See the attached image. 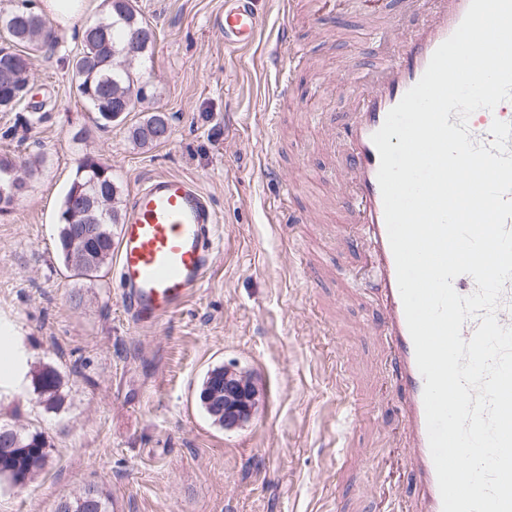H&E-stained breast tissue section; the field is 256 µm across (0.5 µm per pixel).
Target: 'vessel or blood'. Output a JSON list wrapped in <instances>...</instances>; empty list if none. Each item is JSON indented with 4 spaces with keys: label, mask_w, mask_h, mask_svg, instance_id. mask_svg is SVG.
Segmentation results:
<instances>
[{
    "label": "vessel or blood",
    "mask_w": 512,
    "mask_h": 512,
    "mask_svg": "<svg viewBox=\"0 0 512 512\" xmlns=\"http://www.w3.org/2000/svg\"><path fill=\"white\" fill-rule=\"evenodd\" d=\"M416 20L391 38L374 76L355 70L344 78L353 87L347 112L329 118L327 136L341 158L336 207L342 214L338 239L356 260L375 271L370 287L375 307L365 329L379 345L385 381L397 393L399 408L390 417L403 448L407 480L398 494L408 512H442L423 403L424 379L397 284L384 205L378 183L380 158L372 141L386 115L424 74L436 48L464 18L470 0H413ZM224 36V48L236 51L253 45L266 19L252 0H224V11L213 19ZM291 25H283L264 52V67L275 75L273 95L295 94L284 55H296ZM512 122V101L494 110L480 109L469 118L471 138L490 143L494 120ZM219 216L198 187L172 174L148 177L131 196L120 227L116 276L121 300L133 325L149 327L179 313L203 288L214 263L213 228Z\"/></svg>",
    "instance_id": "obj_1"
}]
</instances>
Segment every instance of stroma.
<instances>
[{
  "label": "stroma",
  "instance_id": "1",
  "mask_svg": "<svg viewBox=\"0 0 512 512\" xmlns=\"http://www.w3.org/2000/svg\"><path fill=\"white\" fill-rule=\"evenodd\" d=\"M296 35L306 58L295 62V99L265 117L269 78L265 43L283 23L273 0H255L267 27L254 47L228 53L211 19L224 0H133L154 32L135 64L143 98L122 121L99 127L78 95L72 61L82 31L56 28L57 42L30 58L31 91L20 108L0 111V157L35 161L25 191L0 210V319L19 332L28 371L19 385L0 382V424L43 432L44 470L18 486L0 479V512H55L94 487L116 512H341L360 498L364 512H393L401 450L391 429L369 414L380 350L362 326L369 297L336 302L342 284H306L300 262L324 263L358 277L355 264L326 242L340 222L324 206L332 185L301 189L316 221L297 229L267 220L284 203L282 183L261 177L262 158L293 175L304 150L312 168L331 171L322 118L346 111L348 89L310 96L317 78L370 70L378 45L365 36L362 12L379 11L396 30L413 15L398 0H333L308 16L295 0ZM166 113L169 139L142 145L130 131ZM86 158L108 164L127 204L142 179L176 174L193 180L221 214L216 262L201 292L156 327L132 326L113 265L80 278L57 253L62 197ZM218 365L251 374L259 404L249 422L225 430L199 403L206 372ZM46 366L58 370L60 408L33 388ZM366 413L354 441L370 463L349 466L344 435L354 410Z\"/></svg>",
  "mask_w": 512,
  "mask_h": 512
}]
</instances>
